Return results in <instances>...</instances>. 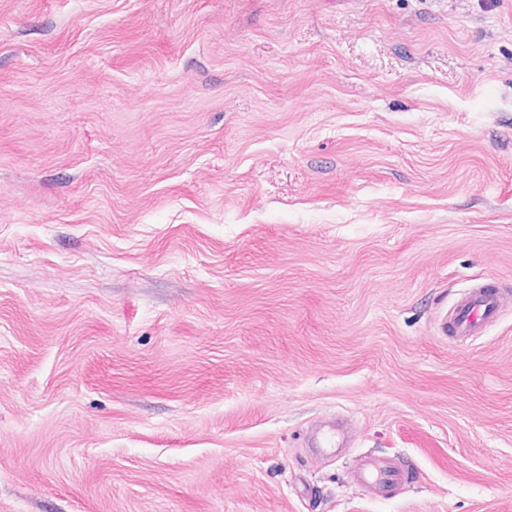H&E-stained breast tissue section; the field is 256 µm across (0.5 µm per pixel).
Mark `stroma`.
Wrapping results in <instances>:
<instances>
[{
  "instance_id": "stroma-1",
  "label": "stroma",
  "mask_w": 512,
  "mask_h": 512,
  "mask_svg": "<svg viewBox=\"0 0 512 512\" xmlns=\"http://www.w3.org/2000/svg\"><path fill=\"white\" fill-rule=\"evenodd\" d=\"M487 280L512 0H0V512H512ZM495 285L479 284L459 297L450 311L445 335L455 338L481 336L503 308V293ZM353 477L361 486L384 493L403 478V473L384 463H360L353 470Z\"/></svg>"
}]
</instances>
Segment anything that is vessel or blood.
<instances>
[{
  "instance_id": "vessel-or-blood-1",
  "label": "vessel or blood",
  "mask_w": 512,
  "mask_h": 512,
  "mask_svg": "<svg viewBox=\"0 0 512 512\" xmlns=\"http://www.w3.org/2000/svg\"><path fill=\"white\" fill-rule=\"evenodd\" d=\"M503 308V293L496 286L481 284L459 297L448 317L446 331L455 338L482 335ZM353 477L361 486L382 493L403 477L402 472L384 463H361Z\"/></svg>"
}]
</instances>
